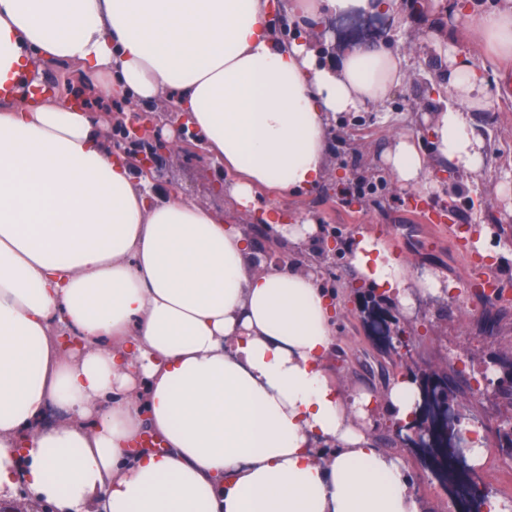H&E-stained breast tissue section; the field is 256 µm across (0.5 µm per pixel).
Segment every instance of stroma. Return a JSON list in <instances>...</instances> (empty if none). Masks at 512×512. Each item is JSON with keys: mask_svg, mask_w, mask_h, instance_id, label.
<instances>
[{"mask_svg": "<svg viewBox=\"0 0 512 512\" xmlns=\"http://www.w3.org/2000/svg\"><path fill=\"white\" fill-rule=\"evenodd\" d=\"M439 34L449 37L476 64L487 66L501 87V96L491 108L474 115L487 141L482 172L473 178L449 170L441 192L427 200L431 206L456 208L459 243L428 239L412 210L417 198L413 191L390 183L353 205L334 192L338 180L354 183L359 176L381 171L375 157L396 126L381 124L370 111L343 114L333 123L328 174L322 183L291 198L265 194L261 201L290 216H314L319 223L335 227L344 243L363 232L379 235L389 250L415 269H439L455 284V292L448 296L417 297L412 313L401 319L413 338L410 351L398 353L371 334L360 311L356 273L346 256H339L328 280L341 303L328 365L351 388L375 394L411 368H433L456 376L460 382L456 407L466 421L483 427L487 457L481 487L487 496L512 502V455L500 448L498 440V426L512 417V405L477 389L491 353L512 349V254L489 260L469 246L470 235L479 228L493 239H512V192L504 187L506 177L512 175V58L495 60L483 53L468 26L449 18L448 0H426L424 13H409L407 28L386 23L384 38L399 50L413 80L394 91L384 109L415 133H424L436 112L453 101L436 65L439 52L434 38ZM220 178L211 158L189 160L176 152L160 164L154 185L166 192L178 191L198 204L221 207L225 200L213 190ZM479 269L495 274L504 286L502 297L481 298L466 288V281ZM407 464L410 485L431 512H470L418 459L408 457Z\"/></svg>", "mask_w": 512, "mask_h": 512, "instance_id": "1", "label": "stroma"}]
</instances>
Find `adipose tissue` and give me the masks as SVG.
Returning a JSON list of instances; mask_svg holds the SVG:
<instances>
[{
  "instance_id": "ef3b65f1",
  "label": "adipose tissue",
  "mask_w": 512,
  "mask_h": 512,
  "mask_svg": "<svg viewBox=\"0 0 512 512\" xmlns=\"http://www.w3.org/2000/svg\"><path fill=\"white\" fill-rule=\"evenodd\" d=\"M270 0H0V500L57 512H427L403 457L368 432L375 405L423 418L418 382L346 391L324 357L331 293L315 267L257 256L223 212L155 190L105 147L94 114L63 97L26 101L36 61L78 66L103 95L168 94L240 212L312 246L306 215L284 222L258 188L285 197L326 175L342 112L381 108L410 80L384 41L320 58L275 40ZM299 25L375 13L402 0H288ZM464 19L488 53L512 56V0ZM456 100L429 130L381 153L395 186L427 196L434 166L478 175L473 113L500 96L469 57L445 52ZM360 282L409 313L447 282L375 236L346 250ZM79 346L66 349L65 333ZM61 407L60 422L45 419Z\"/></svg>"
}]
</instances>
